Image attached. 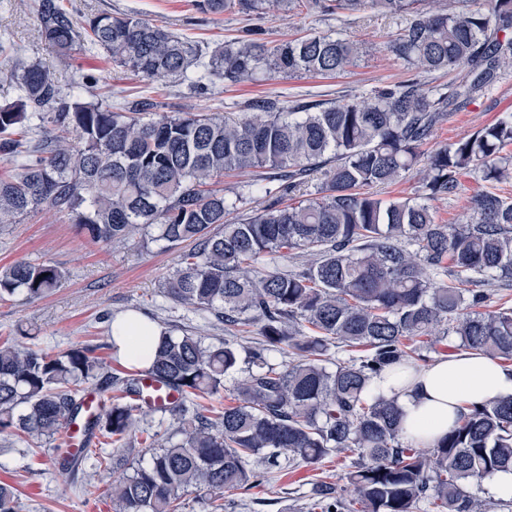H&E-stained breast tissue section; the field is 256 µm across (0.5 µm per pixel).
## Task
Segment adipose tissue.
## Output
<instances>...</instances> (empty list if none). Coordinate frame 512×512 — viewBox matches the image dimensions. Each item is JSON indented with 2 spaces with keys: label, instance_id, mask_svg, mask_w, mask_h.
Listing matches in <instances>:
<instances>
[{
  "label": "adipose tissue",
  "instance_id": "adipose-tissue-1",
  "mask_svg": "<svg viewBox=\"0 0 512 512\" xmlns=\"http://www.w3.org/2000/svg\"><path fill=\"white\" fill-rule=\"evenodd\" d=\"M112 337L121 358L136 367L147 366V350L141 339L158 343L159 330L129 314L112 324ZM371 394L396 402L404 427L414 445L429 448L444 437L458 417L490 399L512 395V368L472 351L438 356L434 361L408 370L395 367L374 378Z\"/></svg>",
  "mask_w": 512,
  "mask_h": 512
}]
</instances>
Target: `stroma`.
Wrapping results in <instances>:
<instances>
[{"label":"stroma","mask_w":512,"mask_h":512,"mask_svg":"<svg viewBox=\"0 0 512 512\" xmlns=\"http://www.w3.org/2000/svg\"><path fill=\"white\" fill-rule=\"evenodd\" d=\"M61 2L80 21L109 12L167 26L206 53L248 28L258 29L262 41L270 44L305 34H328L356 39L366 48L355 65L335 76L261 75L237 85L216 84L200 90L187 81L132 76L113 66L102 50L86 45L57 55L38 36L39 0H0V43L17 49L19 56L45 66L60 83L78 88L83 76L90 75L96 79V90H113L118 102L149 97L164 112H220L238 119L255 99L272 100L286 108L310 100H369L377 90L415 75L386 50L404 27V18L385 17L370 9L330 14L313 7L299 14L275 12L258 18L205 13L194 0ZM505 112H512V69L501 72L489 91L454 109L448 122L434 130L427 148L433 151L468 136ZM485 187L476 176L465 175L456 194L431 199L428 205L438 223L457 224L466 215L471 197ZM190 248L187 242L171 247L138 235L123 244L94 243L67 214L52 207L0 225V269L25 261L51 265L63 273L60 286L45 297L0 301V343L10 341L51 356L78 347L93 348L103 368L89 382V389L108 399L118 396L119 379L132 374L133 368L112 352L109 319L134 313L161 327L187 330L209 343L236 335L233 327L214 315L164 297L165 279ZM60 445L57 437H0V483L14 488L20 512H118L110 495L111 463H104L97 473L87 470L72 477L59 473L55 456ZM347 465V458L334 454L315 465L272 470L259 487L226 492L224 512H313L315 485L343 484Z\"/></svg>","instance_id":"stroma-1"}]
</instances>
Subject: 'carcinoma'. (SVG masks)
I'll use <instances>...</instances> for the list:
<instances>
[{
    "instance_id": "obj_1",
    "label": "carcinoma",
    "mask_w": 512,
    "mask_h": 512,
    "mask_svg": "<svg viewBox=\"0 0 512 512\" xmlns=\"http://www.w3.org/2000/svg\"><path fill=\"white\" fill-rule=\"evenodd\" d=\"M423 0H196L212 14L261 16L311 3L325 12L367 7L403 16L388 46L418 74L454 73L448 92L432 94L418 78L379 89L370 101L303 102L283 112L271 101L251 115L160 112L143 98L131 108L100 94L80 99L37 63L14 62L20 97L0 105V151L14 157L0 173V224H14L43 206L57 207L96 243H124L158 230L155 241L192 240L165 282L172 301L213 312L237 326L261 324L263 341L245 351L225 340L207 344L187 331H163L149 367L141 370L180 393L165 412L177 417L173 436L140 455L132 472L112 482L119 512H178L194 488L219 510L228 488L250 490L289 464L319 463L332 453L357 455L343 488L321 482L322 512H345L352 492L360 512H414L421 501L440 512H487L468 491L497 472H512V396L461 415L435 446L417 448L403 434L393 401L368 392L386 369L416 366L427 336H448L461 350L512 361V306L488 309V286L512 282V200L484 190L459 224H440L426 204L385 201L371 189L417 168L430 198L451 196L459 176L494 184L512 176V113L425 156L422 148L448 120V105L465 103L512 68V0H475L461 10L432 12ZM40 37L65 55L89 43L112 64L147 78L235 85L263 71L339 74L363 53L346 38L310 35L269 45L247 34L213 51L163 26L127 14H94L77 23L58 0H40ZM226 172L276 183L278 197L321 176L318 197L275 202L232 221L243 198L212 188ZM300 255L299 270L247 274L263 256ZM54 266L19 262L0 271V300L41 298L57 287ZM363 347L336 361L330 348ZM285 361L276 364L270 353ZM235 404L216 418L188 399L212 394L224 378ZM102 368L88 348L49 356L0 345V434L53 435L76 417L82 386ZM136 407L116 399L92 416L107 437L124 436ZM94 450L61 454L62 472L102 466ZM0 512H17L14 488L0 484Z\"/></svg>"
}]
</instances>
